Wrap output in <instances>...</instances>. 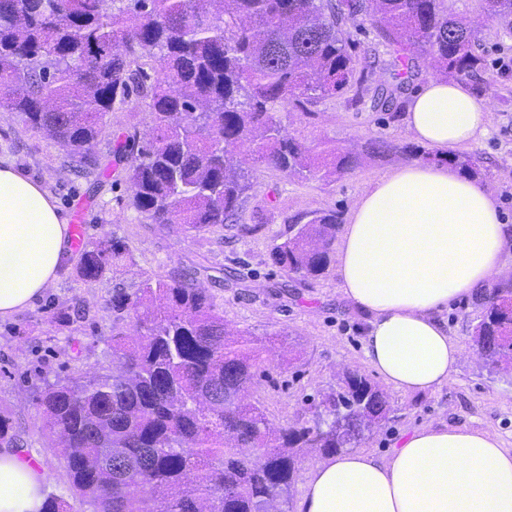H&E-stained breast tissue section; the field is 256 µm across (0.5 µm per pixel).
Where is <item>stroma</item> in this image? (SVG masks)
<instances>
[{
	"instance_id": "1",
	"label": "stroma",
	"mask_w": 512,
	"mask_h": 512,
	"mask_svg": "<svg viewBox=\"0 0 512 512\" xmlns=\"http://www.w3.org/2000/svg\"><path fill=\"white\" fill-rule=\"evenodd\" d=\"M453 3L459 15L479 27L485 59L479 76H464L460 82L490 114L487 135L464 152L477 160L479 183L493 193L504 221L512 225V34L485 16L481 0ZM349 32L366 68V81L336 98L277 107V122L313 150L326 142L342 149L374 139L412 142L405 106L434 78V71L420 64L405 79L397 109L373 110L374 87L394 81L388 68L391 50L371 26H353ZM109 120L112 136L96 147L100 173L84 177L75 172L62 144L26 129L17 114L0 110V158L40 181L63 216L72 217L76 208H83L85 241L107 235L125 243L133 256L132 264L92 284L79 279L77 258L69 256L58 282L42 298L0 319V415L9 419L30 464L46 470L49 495L68 503L74 495L65 461L42 430L37 396L46 384L75 370L111 368L112 329L130 330L131 322L117 317L110 299L118 288L135 292L146 276L177 269L195 272L198 286L215 296L225 324L263 345V360L247 399L261 405L271 427L313 423L309 404L336 383L340 369L350 367L378 381L364 360L366 316L341 297L335 268L320 278L302 280L274 264L271 250L287 236L292 216L329 210L348 216L370 180L404 163L395 156L341 177L307 179L259 164L237 223L200 233L177 225L161 231L130 206L123 165L113 153V135L134 131L150 138L149 108L132 99L116 106ZM228 267L234 271L229 280L223 274ZM477 312L471 297L449 305L448 326L461 347L451 380L429 391L387 390L389 420L363 444V451L386 458L405 432L444 424L492 430L512 449V378L483 368L473 354L470 332Z\"/></svg>"
}]
</instances>
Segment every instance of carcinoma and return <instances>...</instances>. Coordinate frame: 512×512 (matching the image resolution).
<instances>
[{
	"label": "carcinoma",
	"instance_id": "obj_1",
	"mask_svg": "<svg viewBox=\"0 0 512 512\" xmlns=\"http://www.w3.org/2000/svg\"><path fill=\"white\" fill-rule=\"evenodd\" d=\"M482 2L512 32V0ZM366 22L394 47V68L409 73L424 57L459 77L483 66L479 31L452 0H0V108L93 174L114 105L147 100L151 138L125 135L131 205L160 228L200 233L237 223L251 188L236 153L246 141L257 161L289 177L345 174L397 153L429 157L385 140L312 154L275 119L290 100L364 82L347 25ZM395 100L381 84L371 106L388 111ZM452 162L480 175L471 156ZM340 222L336 211L293 217L273 260L318 278ZM129 260L105 236L81 250L78 275L97 282ZM111 303L132 312L135 327L133 338L112 334V370L59 379L37 398L74 494L94 512H281L301 456L357 448L388 420L384 391L348 368L319 394L325 427L272 429L261 407L242 403L262 345L231 333L215 297L187 273L148 276ZM478 305L472 347L490 371L509 375L512 279Z\"/></svg>",
	"mask_w": 512,
	"mask_h": 512
}]
</instances>
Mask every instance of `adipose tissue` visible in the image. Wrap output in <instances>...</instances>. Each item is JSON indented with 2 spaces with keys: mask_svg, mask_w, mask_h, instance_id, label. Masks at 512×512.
<instances>
[{
  "mask_svg": "<svg viewBox=\"0 0 512 512\" xmlns=\"http://www.w3.org/2000/svg\"><path fill=\"white\" fill-rule=\"evenodd\" d=\"M408 130L442 156L371 180L338 245L342 296L367 316L364 357L393 390L451 379L460 345L442 313L512 271V225L493 194L444 161L488 132L465 86L432 79L412 95ZM68 224L53 197L0 160V318L33 305L60 277ZM20 448H0V512H42L47 478ZM297 512H512V450L497 433L413 430L389 458L350 451L319 465Z\"/></svg>",
  "mask_w": 512,
  "mask_h": 512,
  "instance_id": "adipose-tissue-1",
  "label": "adipose tissue"
}]
</instances>
